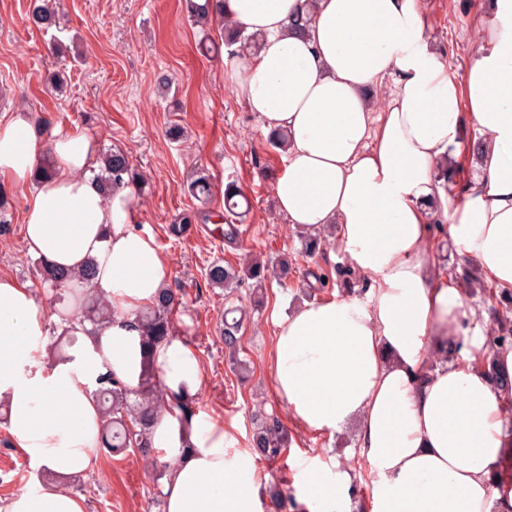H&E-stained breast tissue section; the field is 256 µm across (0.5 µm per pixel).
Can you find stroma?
Masks as SVG:
<instances>
[{
  "label": "stroma",
  "mask_w": 512,
  "mask_h": 512,
  "mask_svg": "<svg viewBox=\"0 0 512 512\" xmlns=\"http://www.w3.org/2000/svg\"><path fill=\"white\" fill-rule=\"evenodd\" d=\"M31 0H0V119L15 112L38 120L40 140L81 128L101 148L128 153L142 180L132 186L134 227L150 235L169 261V288L179 307L176 324L183 342L196 354L203 374L198 412L234 428L236 453L248 456L262 484L281 481L300 496L302 462L336 469L351 466L355 476L348 491L349 512H369L371 476L356 466L352 429L330 434L304 430L291 419L278 398L270 371L275 316L306 302L343 294L337 266L347 259L338 244L310 256L298 230L277 210L273 183L283 169V154L267 141L256 113L237 98L224 67V32L212 23L209 33L192 24L185 0H56V24L43 31L27 22ZM489 0H425L426 36L433 51L449 60L456 80H463L478 17ZM62 71L67 82L55 94L49 79ZM172 88L162 92L159 76ZM184 127V139H169L170 125ZM479 133L467 130L465 143L447 164L453 182L443 183L449 205L478 174L472 146ZM209 175L211 208L223 213L227 182H235L249 202L236 219L237 235L217 241V226L171 235L197 202L187 186L199 174ZM7 197L11 223L0 234V276L33 282L22 215L31 192L27 186H0ZM287 259V277L270 280L260 310L251 306V282L234 288L211 287L206 273L212 264L238 265L246 255ZM237 307L240 356L250 365L241 378L224 347V311ZM276 415L287 436L277 461L259 458L252 437L259 419ZM85 473L63 480V488L88 503V512H159L152 505L155 470L135 456L98 450ZM37 464L14 446L8 425H0V499L38 489Z\"/></svg>",
  "instance_id": "1"
}]
</instances>
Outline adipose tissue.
Instances as JSON below:
<instances>
[{
    "mask_svg": "<svg viewBox=\"0 0 512 512\" xmlns=\"http://www.w3.org/2000/svg\"><path fill=\"white\" fill-rule=\"evenodd\" d=\"M259 37L228 57L234 90L265 130L286 133L285 167L273 195L304 230L336 226V241L366 284L365 298L309 302L276 320L270 370L277 396L302 427L333 434L356 426L357 461L372 475L370 512H512V484L499 483L512 450L508 396L489 368L512 379V349L491 350L481 326L470 336L463 294L429 253L427 202L442 192L436 168L459 150L465 125L482 135L479 177L447 215L461 262L512 291V0L481 15L463 80L429 46L423 0H224ZM310 14L306 30L289 20ZM397 89L383 112L372 96ZM33 117L0 122V180L31 185L23 216L27 252L57 267L94 263V287L112 307L96 334L79 333L68 360L47 357V313L33 289L0 277V402L17 448L53 484L13 494L0 512H86L56 481L90 469L101 413L90 393L100 374L137 388L153 361L165 389L197 394L198 358L176 337L144 354L137 326L169 280L153 239L132 225L129 190L104 196L89 169L96 140L74 129L49 142ZM56 169L33 182L43 153ZM462 340L442 361L444 343ZM233 434L208 417L183 428L171 414L152 430L171 460L164 512H262L246 456H229ZM308 512H344L349 471L303 476Z\"/></svg>",
    "mask_w": 512,
    "mask_h": 512,
    "instance_id": "obj_1",
    "label": "adipose tissue"
}]
</instances>
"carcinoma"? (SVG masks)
<instances>
[{
	"label": "carcinoma",
	"mask_w": 512,
	"mask_h": 512,
	"mask_svg": "<svg viewBox=\"0 0 512 512\" xmlns=\"http://www.w3.org/2000/svg\"><path fill=\"white\" fill-rule=\"evenodd\" d=\"M220 0H203L190 2L192 16L201 25L208 23L212 16L221 15ZM37 28L49 30L55 23V12L50 0H34L28 16ZM224 20V48L229 55H234L257 41L253 36L243 34L239 24L229 18ZM100 166L96 179L100 181L104 196L123 189L137 180L129 156L120 150H110L100 154ZM188 192L199 202L196 209L183 217V223H207L211 212L207 209L212 195V187L204 175L196 177L188 185ZM325 237L318 231L310 232L304 237L305 251L315 255L323 251ZM95 276L94 265L88 264L78 271L57 268L38 260L35 265V277L43 286V292L51 303L68 309V301L73 300L79 307L77 323H70L64 328L54 325L49 328L53 339L54 351L58 356L63 345L72 346L77 341V329H86L91 325L96 329L105 327L112 320V309L99 297L92 282ZM210 285L218 288H230L243 279L253 281L255 295L263 297L265 283L269 278L268 268L260 263H252L238 271L231 266L213 264L207 272ZM176 305L175 294L170 288L162 289L161 296L148 310L139 315L138 323L144 334L146 346L151 347L168 340L175 335L172 314ZM239 321L224 324V347L231 354L238 350ZM93 398L100 406L102 416V439L106 447L139 455L142 459L161 467L160 475L170 472L168 462H159L158 451L153 448L151 433L154 424L163 412L176 415L185 426H190L195 416L194 397L170 394L165 391L154 367L146 368L138 388L131 390L112 374L98 377ZM287 439L280 420L270 417L264 420L253 435L254 451L266 460H275L285 451ZM268 495L272 504L278 508L288 505V488L280 482L269 485Z\"/></svg>",
	"instance_id": "carcinoma-1"
}]
</instances>
